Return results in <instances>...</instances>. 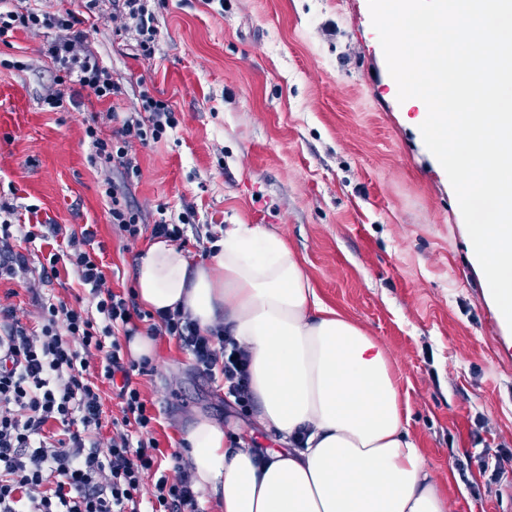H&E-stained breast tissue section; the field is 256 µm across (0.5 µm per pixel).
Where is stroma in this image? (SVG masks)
Segmentation results:
<instances>
[{"mask_svg": "<svg viewBox=\"0 0 512 512\" xmlns=\"http://www.w3.org/2000/svg\"><path fill=\"white\" fill-rule=\"evenodd\" d=\"M38 6L92 15V47L121 92L73 103L43 32L0 43V201L12 205L11 222L92 226L108 286L132 288L151 236L129 241L111 224L103 183L112 170L91 166L85 128L95 122L111 137L109 107L140 112L145 90L168 101L177 128L133 147L140 173L128 198L147 223L194 210L182 247L199 261L233 224L281 234L324 302L386 348L426 463L448 482L450 512H512V473L491 494L475 491L482 460L512 448V347L418 110L397 99L368 0H153L149 57L135 32L115 35L110 0ZM52 93L61 107L43 105ZM13 246L26 268L0 280V302L23 324H38L36 297L89 301L68 261L41 277L61 240ZM134 381L158 416L163 467L196 417L253 433L175 340L157 337L152 372Z\"/></svg>", "mask_w": 512, "mask_h": 512, "instance_id": "35a3bbf8", "label": "stroma"}]
</instances>
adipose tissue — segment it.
Wrapping results in <instances>:
<instances>
[{"mask_svg":"<svg viewBox=\"0 0 512 512\" xmlns=\"http://www.w3.org/2000/svg\"><path fill=\"white\" fill-rule=\"evenodd\" d=\"M134 291L147 311L224 325L249 352L254 421L270 447L207 418L181 438L194 489L219 512H448L385 349L323 302L276 233L232 225L199 262L153 240Z\"/></svg>","mask_w":512,"mask_h":512,"instance_id":"ef3b65f1","label":"adipose tissue"}]
</instances>
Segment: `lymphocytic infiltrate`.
<instances>
[{
	"mask_svg": "<svg viewBox=\"0 0 512 512\" xmlns=\"http://www.w3.org/2000/svg\"><path fill=\"white\" fill-rule=\"evenodd\" d=\"M112 20L133 26L144 54L157 37L149 0H112ZM73 12L50 14L0 0V42L20 31L48 34L46 54L56 65L59 82H72L96 100L117 95L121 86L88 46L89 32ZM142 115L112 112L116 128L100 138L95 125L85 135L92 146L90 163L112 166L119 177L104 183L108 215L123 235L137 240L143 231L171 242L181 241L183 226L193 219L185 212L178 223L159 218L146 226L142 211L128 199L127 178L138 175L134 144L159 141L177 121L168 102L142 96ZM38 224L0 223V279L13 278L17 254L13 236L28 242L42 239ZM54 235H67V258L89 288L94 310L66 302L38 299V328L23 325L13 306L0 304V512H200L187 467L162 469L158 442L150 431L156 420L134 373L151 369L149 360L125 359L117 335L133 320L147 321L152 336H170L191 355L196 369L210 380H223L224 395L240 412L252 405L248 357L223 327L201 331L182 312L142 311L134 296L112 291L94 247L95 233L66 231L51 225ZM98 357L99 374H90V357ZM122 376L120 415L112 420L107 450H100L102 427L100 380ZM57 431H48V424Z\"/></svg>",
	"mask_w": 512,
	"mask_h": 512,
	"instance_id": "obj_1",
	"label": "lymphocytic infiltrate"
}]
</instances>
